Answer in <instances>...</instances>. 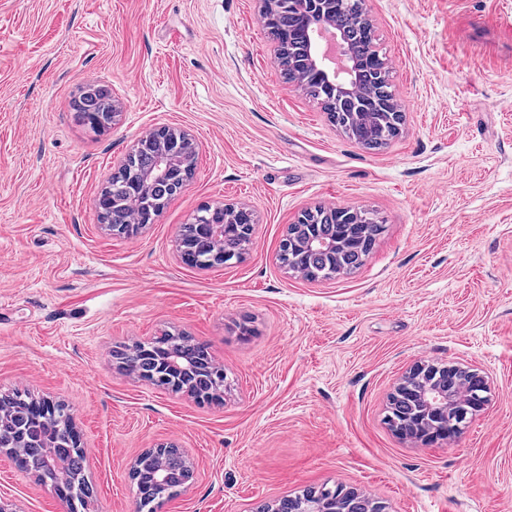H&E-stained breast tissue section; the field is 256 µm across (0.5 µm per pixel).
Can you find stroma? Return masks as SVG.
Returning <instances> with one entry per match:
<instances>
[{"instance_id":"1","label":"stroma","mask_w":512,"mask_h":512,"mask_svg":"<svg viewBox=\"0 0 512 512\" xmlns=\"http://www.w3.org/2000/svg\"><path fill=\"white\" fill-rule=\"evenodd\" d=\"M260 6L0 0V395L69 407L91 489L75 512H134L132 463L165 442L194 476L160 512H255L325 484L386 512H512V0H366L405 115L381 151L283 80ZM90 85L119 111L100 135L73 120ZM162 126L195 139V173L156 224L112 236L96 197ZM225 204L257 216L244 261L186 266L180 226ZM319 205L382 218L354 274L280 266L289 224ZM167 331L223 366V405L119 370L115 350ZM418 362L490 385L448 442L383 422ZM0 497L74 512L4 455Z\"/></svg>"}]
</instances>
